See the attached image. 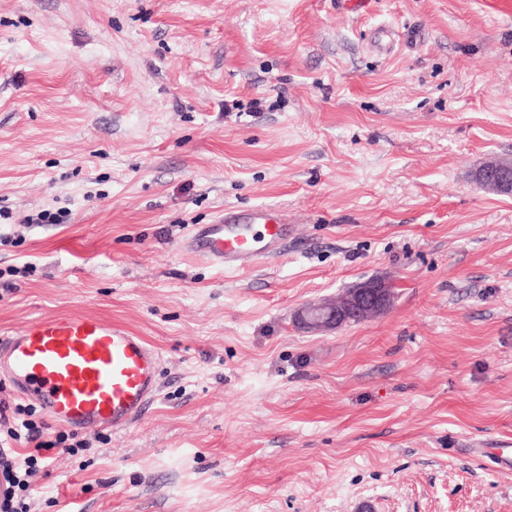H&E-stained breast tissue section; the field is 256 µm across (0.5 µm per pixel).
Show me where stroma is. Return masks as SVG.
I'll return each instance as SVG.
<instances>
[{"label":"stroma","mask_w":512,"mask_h":512,"mask_svg":"<svg viewBox=\"0 0 512 512\" xmlns=\"http://www.w3.org/2000/svg\"><path fill=\"white\" fill-rule=\"evenodd\" d=\"M490 160L512 20L473 0H0V329L84 314L162 353L144 417L47 452L31 512H512ZM228 206L287 210L281 254L185 252ZM374 277L384 313L298 325Z\"/></svg>","instance_id":"1"}]
</instances>
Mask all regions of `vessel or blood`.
I'll return each instance as SVG.
<instances>
[{
  "label": "vessel or blood",
  "mask_w": 512,
  "mask_h": 512,
  "mask_svg": "<svg viewBox=\"0 0 512 512\" xmlns=\"http://www.w3.org/2000/svg\"><path fill=\"white\" fill-rule=\"evenodd\" d=\"M285 211L225 208L193 227L185 249L212 265L244 272L277 255L287 238ZM161 355L126 326L86 315L32 319L0 334V380L38 401L57 426L124 431L158 395Z\"/></svg>",
  "instance_id": "b4317fda"
}]
</instances>
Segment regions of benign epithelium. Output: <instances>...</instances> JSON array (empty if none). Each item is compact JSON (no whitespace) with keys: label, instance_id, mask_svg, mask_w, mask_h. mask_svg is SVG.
I'll use <instances>...</instances> for the list:
<instances>
[{"label":"benign epithelium","instance_id":"benign-epithelium-1","mask_svg":"<svg viewBox=\"0 0 512 512\" xmlns=\"http://www.w3.org/2000/svg\"><path fill=\"white\" fill-rule=\"evenodd\" d=\"M480 185L511 194L512 164H490L481 168ZM391 300V285L384 279H370L356 284L334 301L307 307L300 315V322L312 331L361 323L383 313Z\"/></svg>","mask_w":512,"mask_h":512}]
</instances>
